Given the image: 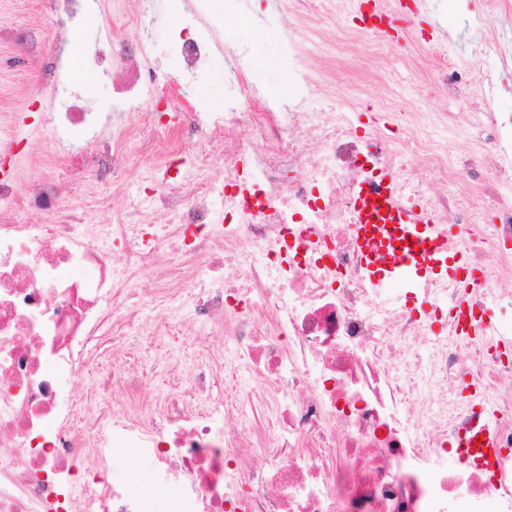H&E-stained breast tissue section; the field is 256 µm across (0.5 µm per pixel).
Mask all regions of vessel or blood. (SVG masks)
I'll list each match as a JSON object with an SVG mask.
<instances>
[{"label":"vessel or blood","mask_w":512,"mask_h":512,"mask_svg":"<svg viewBox=\"0 0 512 512\" xmlns=\"http://www.w3.org/2000/svg\"><path fill=\"white\" fill-rule=\"evenodd\" d=\"M357 209L359 221L352 232L360 254V269L372 284L399 287L412 278L422 283L448 280L462 290L451 311L453 318L465 331L495 336L496 324L491 316L474 321L468 317L470 299L465 290L474 274L466 253L449 248L454 237L451 229L395 205L388 184L362 189Z\"/></svg>","instance_id":"b4317fda"}]
</instances>
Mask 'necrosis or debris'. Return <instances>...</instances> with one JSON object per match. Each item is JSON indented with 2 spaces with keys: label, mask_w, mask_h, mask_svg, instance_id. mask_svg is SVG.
Returning a JSON list of instances; mask_svg holds the SVG:
<instances>
[{
  "label": "necrosis or debris",
  "mask_w": 512,
  "mask_h": 512,
  "mask_svg": "<svg viewBox=\"0 0 512 512\" xmlns=\"http://www.w3.org/2000/svg\"><path fill=\"white\" fill-rule=\"evenodd\" d=\"M93 2L34 0L28 23L0 20V45L41 65ZM149 2L106 19L109 36L87 54L113 77L111 100L46 113L43 154L65 177L20 176L26 144L0 136V512H512V350L443 319L448 283L427 288L424 306L413 291L368 287L351 235L358 187L390 172L400 204L466 214L455 242L473 269L495 255L474 309L512 300V196L501 192L512 168L500 162L512 115L457 154L444 112L408 124L391 112L361 133L335 105L303 110L314 81L297 44L329 27L340 56L357 59V0H280V21L293 23L292 97L256 96L233 62L223 111L200 109L153 59ZM206 3H188L191 74L213 49ZM485 79L476 57L440 72L476 126ZM136 152L168 164L171 180L143 171L123 213L90 218L77 186L124 178ZM146 271L157 280L142 290ZM157 311L165 330L198 325L223 350L202 349L195 376L173 379L166 398L146 397V377L127 379L125 393L144 397L141 420L117 412L110 378L76 398L71 382L113 327L140 335ZM219 360L230 379L213 405ZM489 413L493 452L449 468L460 435ZM117 444L160 480L130 490L112 464Z\"/></svg>",
  "instance_id": "obj_1"
}]
</instances>
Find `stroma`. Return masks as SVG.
I'll use <instances>...</instances> for the list:
<instances>
[{
    "label": "stroma",
    "mask_w": 512,
    "mask_h": 512,
    "mask_svg": "<svg viewBox=\"0 0 512 512\" xmlns=\"http://www.w3.org/2000/svg\"><path fill=\"white\" fill-rule=\"evenodd\" d=\"M273 2L212 0L211 9L222 20L217 39L229 53L213 55L196 79L195 93L211 111H223L224 99L230 94L224 72L232 54L249 63L264 93L274 97L289 95L284 81L285 35L272 19ZM129 6L130 0H99L98 6L86 11L72 28V37L79 39L83 49H90L107 35L102 12H123ZM383 9L388 27L382 32H363L365 51L356 67L326 65L325 56L334 51L333 37L323 36L317 47L318 55L311 60L320 99H330L341 86L350 91L363 90L353 118L356 126L367 130L383 116L381 91L389 88L404 120L429 110L454 113L457 129L448 139L462 144L471 135L469 106L464 101L449 100L445 91L434 89L433 82L440 56L463 66L478 51L482 54L483 69L493 82L483 93L484 112L492 116L512 114V13L487 19L486 0H385ZM181 23L182 13L174 0H154L150 26L154 60L160 68L173 69L179 64L170 32L180 28ZM386 44L395 47V54H376V47ZM84 66V58L64 56L62 78L43 86L36 80V70H0V87L10 88L12 93L13 122L32 146H39L42 130L39 107H34V100H41V107L47 108L75 96L86 108L94 110L109 99L111 78L95 75L89 87L77 81L75 72ZM196 351L197 346L189 336H127L121 342L119 355H111L106 346L94 354L91 375L96 378L116 371L132 376L149 369L153 372L152 390L162 396L168 388L167 364H177L183 378H191Z\"/></svg>",
    "instance_id": "35a3bbf8"
}]
</instances>
